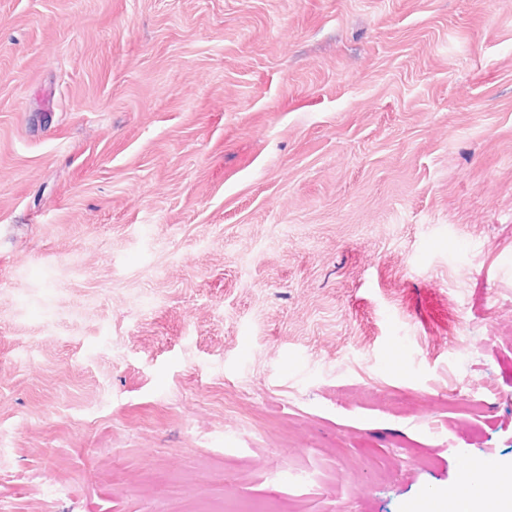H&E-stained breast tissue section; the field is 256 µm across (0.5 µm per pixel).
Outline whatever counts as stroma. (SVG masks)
I'll list each match as a JSON object with an SVG mask.
<instances>
[{
  "mask_svg": "<svg viewBox=\"0 0 512 512\" xmlns=\"http://www.w3.org/2000/svg\"><path fill=\"white\" fill-rule=\"evenodd\" d=\"M512 466V0H0V512H406Z\"/></svg>",
  "mask_w": 512,
  "mask_h": 512,
  "instance_id": "35a3bbf8",
  "label": "stroma"
}]
</instances>
